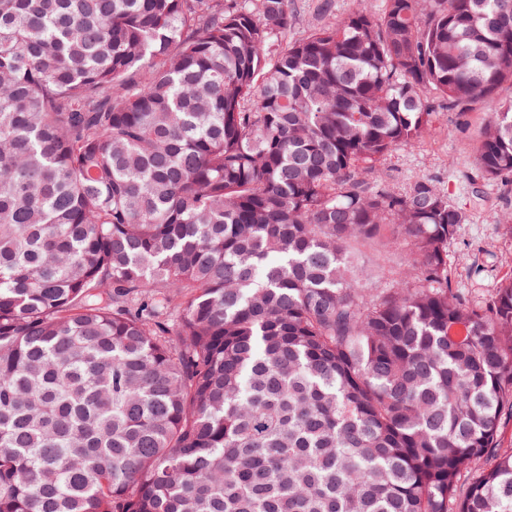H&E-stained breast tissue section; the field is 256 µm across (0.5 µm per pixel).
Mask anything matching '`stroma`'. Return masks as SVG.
<instances>
[{"label":"stroma","mask_w":512,"mask_h":512,"mask_svg":"<svg viewBox=\"0 0 512 512\" xmlns=\"http://www.w3.org/2000/svg\"><path fill=\"white\" fill-rule=\"evenodd\" d=\"M435 109L430 133L382 157L376 174L400 193L416 179H431L466 211L467 222L458 226L448 246V274L453 288L479 300L512 275V239L502 230L512 216V183L485 180L475 172L476 137L487 118L481 104L464 113L440 103ZM406 253L403 242L393 237L359 246L353 258L369 272L365 287H392L401 278ZM476 265L483 268L478 277L471 273Z\"/></svg>","instance_id":"obj_1"}]
</instances>
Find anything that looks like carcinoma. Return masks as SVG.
I'll return each mask as SVG.
<instances>
[{"label":"carcinoma","mask_w":512,"mask_h":512,"mask_svg":"<svg viewBox=\"0 0 512 512\" xmlns=\"http://www.w3.org/2000/svg\"><path fill=\"white\" fill-rule=\"evenodd\" d=\"M293 19L0 0V512H512V277L455 291L466 212L364 176L430 91L512 175V0ZM294 2L297 14L295 16L294 25L288 30V38H286L288 41L302 37L315 26L335 22L334 19H324L317 13L316 4L318 0H295ZM407 248L400 239L388 237L376 243L358 246L353 254L358 267L368 270L365 288H391L399 281L404 270Z\"/></svg>","instance_id":"carcinoma-1"}]
</instances>
